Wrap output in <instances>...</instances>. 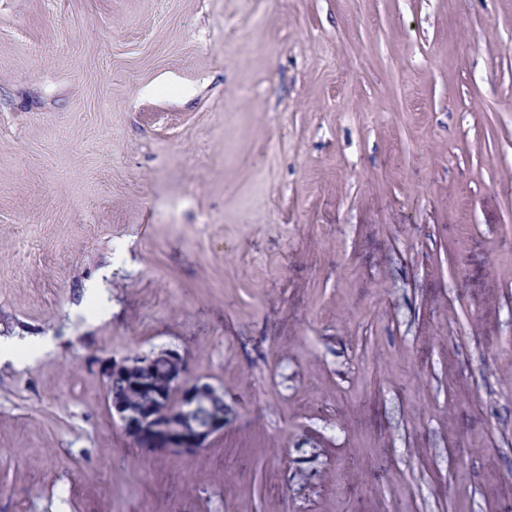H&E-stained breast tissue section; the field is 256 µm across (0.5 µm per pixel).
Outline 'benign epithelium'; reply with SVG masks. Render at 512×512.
Returning <instances> with one entry per match:
<instances>
[{
    "instance_id": "1",
    "label": "benign epithelium",
    "mask_w": 512,
    "mask_h": 512,
    "mask_svg": "<svg viewBox=\"0 0 512 512\" xmlns=\"http://www.w3.org/2000/svg\"><path fill=\"white\" fill-rule=\"evenodd\" d=\"M104 376L124 384L106 392L112 422L146 453L191 456L224 433V387L190 377L188 358L177 348L152 350L146 361L139 354L112 360Z\"/></svg>"
}]
</instances>
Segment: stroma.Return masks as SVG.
Here are the masks:
<instances>
[{
	"label": "stroma",
	"instance_id": "obj_1",
	"mask_svg": "<svg viewBox=\"0 0 512 512\" xmlns=\"http://www.w3.org/2000/svg\"><path fill=\"white\" fill-rule=\"evenodd\" d=\"M0 339V512H512V0H0ZM112 360L104 368L106 406L113 423L149 454L191 456L221 435L226 424L224 387L191 378L186 354L162 347ZM116 390V391H112ZM207 409L206 415L201 411Z\"/></svg>",
	"mask_w": 512,
	"mask_h": 512
}]
</instances>
